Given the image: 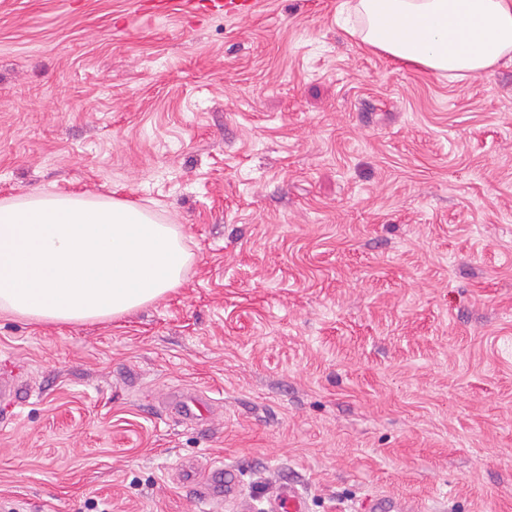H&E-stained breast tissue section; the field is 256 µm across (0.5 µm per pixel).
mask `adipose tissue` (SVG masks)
I'll return each instance as SVG.
<instances>
[{
  "instance_id": "1",
  "label": "adipose tissue",
  "mask_w": 512,
  "mask_h": 512,
  "mask_svg": "<svg viewBox=\"0 0 512 512\" xmlns=\"http://www.w3.org/2000/svg\"><path fill=\"white\" fill-rule=\"evenodd\" d=\"M361 41L455 78L512 53V0H357ZM175 225L123 199L44 193L0 202V311L33 324L109 320L179 288Z\"/></svg>"
}]
</instances>
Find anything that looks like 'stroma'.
Masks as SVG:
<instances>
[{"instance_id":"obj_1","label":"stroma","mask_w":512,"mask_h":512,"mask_svg":"<svg viewBox=\"0 0 512 512\" xmlns=\"http://www.w3.org/2000/svg\"><path fill=\"white\" fill-rule=\"evenodd\" d=\"M170 2L0 0V200H130L193 254L120 318L0 313V512H512V56L457 80L345 0ZM217 461L220 507L177 480ZM205 11L228 16L251 14L256 7L255 0H207L201 3ZM181 408V417L185 422H197L208 413V401L198 395H174ZM270 509L276 512H305L303 493L294 485L282 486Z\"/></svg>"}]
</instances>
